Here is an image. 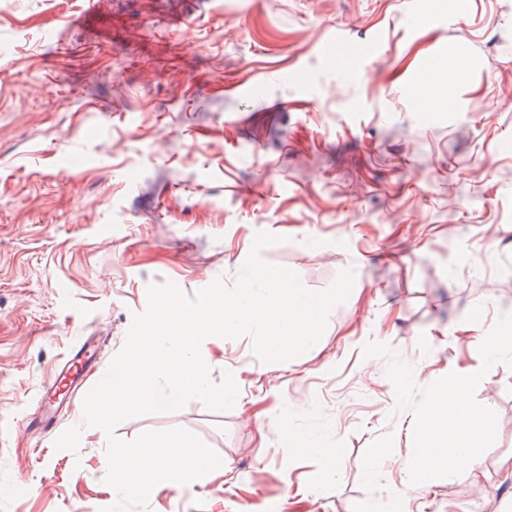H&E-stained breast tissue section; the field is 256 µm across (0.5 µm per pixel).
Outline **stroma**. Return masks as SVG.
Here are the masks:
<instances>
[{"mask_svg":"<svg viewBox=\"0 0 512 512\" xmlns=\"http://www.w3.org/2000/svg\"><path fill=\"white\" fill-rule=\"evenodd\" d=\"M342 37L373 52L336 64ZM468 68L422 120L416 81L449 47ZM258 84L250 98L224 83ZM263 258L310 290L355 272L307 353L272 366L251 337L210 347L231 410L198 401L122 421L118 438L182 428L224 463L201 485L158 484L149 512H353L380 435L387 500L413 453L389 345L428 386L482 371L512 313V0H0V512H102L107 437L62 411L32 425L57 361L87 332L93 388L147 288L233 284L257 232ZM497 415L475 473L410 492L403 512H512V368L484 371ZM335 449L290 452L281 423ZM82 426L77 451L56 450Z\"/></svg>","mask_w":512,"mask_h":512,"instance_id":"stroma-1","label":"stroma"}]
</instances>
